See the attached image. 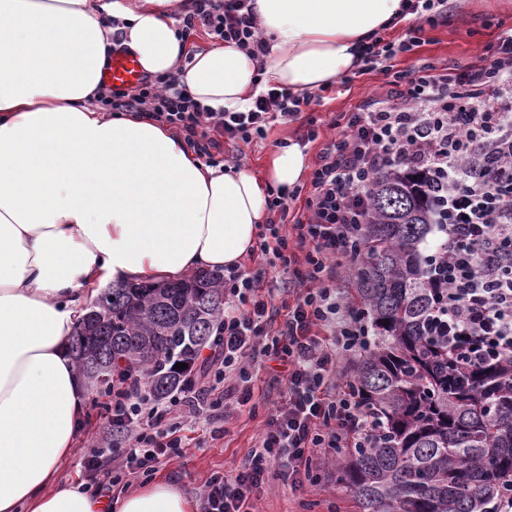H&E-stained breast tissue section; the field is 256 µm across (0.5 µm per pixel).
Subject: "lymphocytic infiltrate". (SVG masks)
<instances>
[{
	"label": "lymphocytic infiltrate",
	"instance_id": "obj_1",
	"mask_svg": "<svg viewBox=\"0 0 512 512\" xmlns=\"http://www.w3.org/2000/svg\"><path fill=\"white\" fill-rule=\"evenodd\" d=\"M251 0H193L182 37L204 32L253 56L266 52ZM420 30L404 39H371L361 47L365 72L390 76L387 91L328 121L335 135L317 154L306 186L271 197L258 249L280 263L296 295L276 322L261 271L233 268L224 276V315L201 360L211 385L185 376L161 402L142 385L113 381L102 418L121 439L117 471L101 470L97 453L83 462L102 492L150 477L162 459L182 454L186 420L203 409L225 416L255 412L256 362L277 363L284 387L266 413L259 438L234 476L210 475L202 512H255L271 476L305 492L315 465L336 449L367 439L371 418L352 390H333L336 370L370 346L364 316L336 286L368 213L370 191L391 168L427 171L439 225L431 253L438 306L430 333L447 337L448 356L472 370L512 354V34L467 63L422 62L399 70L398 55L419 47ZM312 96L271 89L246 112H209L183 92L165 95L156 78L113 90V109L143 112L178 129L187 145L216 165L223 142L265 138L276 120H304L318 139L315 117H303Z\"/></svg>",
	"mask_w": 512,
	"mask_h": 512
}]
</instances>
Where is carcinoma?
I'll use <instances>...</instances> for the list:
<instances>
[{
	"label": "carcinoma",
	"instance_id": "obj_1",
	"mask_svg": "<svg viewBox=\"0 0 512 512\" xmlns=\"http://www.w3.org/2000/svg\"><path fill=\"white\" fill-rule=\"evenodd\" d=\"M417 171L390 169L361 225L357 296L373 330L352 388L376 427L340 448L333 469L358 512H481L512 479V357L460 372L447 338L426 332L437 289L420 249L435 209ZM224 314V274L108 286L70 343L77 372L104 385L120 373L161 397L179 382Z\"/></svg>",
	"mask_w": 512,
	"mask_h": 512
}]
</instances>
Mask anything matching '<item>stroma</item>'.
<instances>
[{
	"label": "stroma",
	"mask_w": 512,
	"mask_h": 512,
	"mask_svg": "<svg viewBox=\"0 0 512 512\" xmlns=\"http://www.w3.org/2000/svg\"><path fill=\"white\" fill-rule=\"evenodd\" d=\"M512 30V0H448V14L435 24L424 25L421 44L410 53L399 55L398 68L404 69L417 60L440 63H460L476 55L482 47L502 32ZM387 80L385 73L374 71L353 78L348 86L327 93L320 103L311 105L310 111L321 118L336 112H353L360 108L374 89ZM319 138L308 141L301 122L275 123L265 139L240 144L237 154L239 165L261 172L267 156L283 142L303 144L307 165H314L322 138L327 129H319ZM100 408L87 404L86 424L80 431L75 446L61 466L59 482L83 477L81 461L89 452L102 426ZM260 418L241 413L226 421L225 432L214 435L213 426L206 419L193 422L190 435L192 447L181 456L162 464L159 477L181 486L191 499H198L204 481L215 472L233 474L236 466L251 449L260 429ZM322 491L308 490L303 494L291 492L287 484L272 479L263 488L258 507L260 512H353L351 497L334 479L322 482Z\"/></svg>",
	"instance_id": "1"
}]
</instances>
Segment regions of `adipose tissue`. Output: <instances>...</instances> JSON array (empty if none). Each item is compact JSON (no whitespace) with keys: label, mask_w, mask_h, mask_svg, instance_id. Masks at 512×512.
Segmentation results:
<instances>
[{"label":"adipose tissue","mask_w":512,"mask_h":512,"mask_svg":"<svg viewBox=\"0 0 512 512\" xmlns=\"http://www.w3.org/2000/svg\"><path fill=\"white\" fill-rule=\"evenodd\" d=\"M192 0H0V512H197L159 479L116 498L57 481L88 390L68 346L107 283L176 282L240 265L270 189L302 180L299 144L263 173L203 164L168 125L96 100L114 49L176 75L210 112H244L272 87L303 95L360 64L404 0H252L254 57L182 40Z\"/></svg>","instance_id":"ef3b65f1"}]
</instances>
